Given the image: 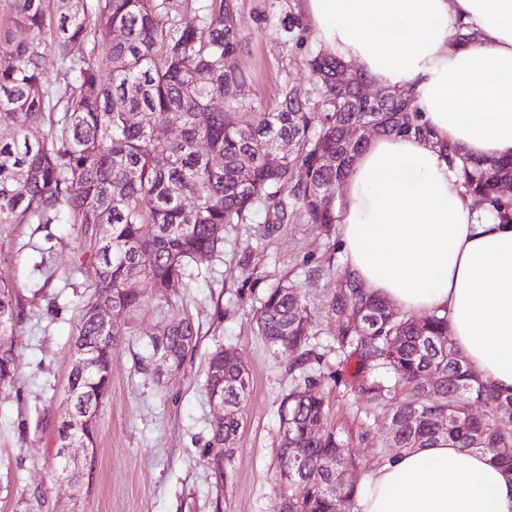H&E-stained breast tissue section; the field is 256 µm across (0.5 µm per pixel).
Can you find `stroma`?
Wrapping results in <instances>:
<instances>
[{
	"mask_svg": "<svg viewBox=\"0 0 512 512\" xmlns=\"http://www.w3.org/2000/svg\"><path fill=\"white\" fill-rule=\"evenodd\" d=\"M245 43L233 59L249 74L238 90L256 109L271 111L285 89L309 87L307 61L320 45L311 31L289 28L300 0H232ZM246 224L224 228V246L190 265L179 288L148 295L116 321L120 338L111 384L99 407L94 447L77 482L60 477L51 454L68 405L80 303L98 279V262L78 224H0V274L20 296L15 376L0 386V512H279L272 476L280 442L283 396L306 382L328 403L329 423L346 426L363 483L381 425L366 426L365 402L336 360V322L328 301L347 269L338 227L308 223L300 206L265 223V208ZM306 298L316 356L294 370L256 332V313L279 283ZM198 331L196 346L173 375L143 370L151 338L173 318ZM230 347L250 377L244 430L235 444L233 475L215 489L208 469L215 412L205 391L210 353Z\"/></svg>",
	"mask_w": 512,
	"mask_h": 512,
	"instance_id": "stroma-1",
	"label": "stroma"
}]
</instances>
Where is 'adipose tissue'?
Returning a JSON list of instances; mask_svg holds the SVG:
<instances>
[{
  "label": "adipose tissue",
  "mask_w": 512,
  "mask_h": 512,
  "mask_svg": "<svg viewBox=\"0 0 512 512\" xmlns=\"http://www.w3.org/2000/svg\"><path fill=\"white\" fill-rule=\"evenodd\" d=\"M333 55L391 89H411L436 135L377 136L344 180L340 244L369 292L409 316L447 311L469 367L512 389V223L476 206L444 145L512 160V0H303ZM479 35L461 44L460 26ZM356 512H512V481L440 442L367 477Z\"/></svg>",
  "instance_id": "1"
}]
</instances>
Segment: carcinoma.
I'll return each mask as SVG.
<instances>
[{"instance_id":"carcinoma-1","label":"carcinoma","mask_w":512,"mask_h":512,"mask_svg":"<svg viewBox=\"0 0 512 512\" xmlns=\"http://www.w3.org/2000/svg\"><path fill=\"white\" fill-rule=\"evenodd\" d=\"M228 0H0V224H81L91 231L98 281L82 302L78 342L88 366L73 365L70 410L78 417L98 409L111 381L118 338L89 310L112 304L119 316L141 306L139 280L166 294L186 275L189 263L218 251L226 224L251 220L255 204L279 222L288 198L312 224L338 222L317 191L336 190L359 144L341 145L346 126L374 121L379 134L433 138L418 122L409 91L401 90L367 110L358 99L336 95L328 78L348 64L318 52L308 68L313 89L290 88L272 112L238 97L249 76L229 73L224 58L243 37ZM31 38L16 42L13 29ZM119 32L101 52L100 30ZM85 46L75 56L74 44ZM55 54L64 82L43 81L45 52ZM404 109L413 122L399 127L392 114ZM179 115L164 142L154 128ZM284 139L297 146L279 169L269 168L264 149ZM461 178L478 204H500L496 186L512 179V162L485 167L461 158ZM305 179L293 182L295 168ZM194 204H185L186 198ZM348 287L328 301L336 321L339 363L356 362L351 391L371 405L373 419L402 425L377 449L379 466L403 451L442 440L478 451L512 475V390L476 378L456 348L448 316L436 312L411 319L351 275ZM20 299L0 275V385L13 381ZM258 334L295 367L310 354L305 297L294 288L271 289L257 316ZM187 318L174 319L152 339L170 350L178 372L196 343ZM439 377L429 392L417 390L423 371ZM219 390L238 415L212 425L210 445L224 444V465L209 462L213 484L231 477V448L244 428L249 373L224 361V349L208 359L206 391ZM486 407L480 416L473 404ZM328 407L317 391L298 387L281 402L282 437L273 484L284 512H344L360 486L343 483L338 466L358 468L344 431L327 425ZM322 424L321 435L308 432Z\"/></svg>"}]
</instances>
